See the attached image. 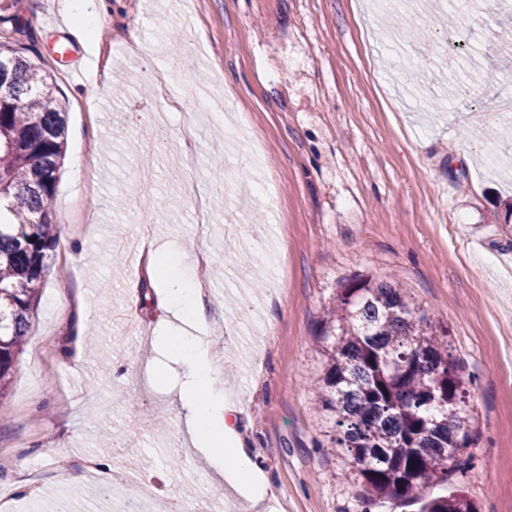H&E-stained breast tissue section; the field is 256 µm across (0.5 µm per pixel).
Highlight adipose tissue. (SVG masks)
Instances as JSON below:
<instances>
[{"label": "adipose tissue", "instance_id": "1", "mask_svg": "<svg viewBox=\"0 0 512 512\" xmlns=\"http://www.w3.org/2000/svg\"><path fill=\"white\" fill-rule=\"evenodd\" d=\"M150 259L155 269L162 272L166 316L189 327L187 333L167 339L186 377L180 392L184 424L195 442L206 448L210 467L246 498L260 502L261 489L255 479V468L240 449L234 427L228 422L232 409L224 398L223 371L209 357V340L194 333L195 328L208 320L194 277L184 272H164L158 251H151Z\"/></svg>", "mask_w": 512, "mask_h": 512}]
</instances>
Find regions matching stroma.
Listing matches in <instances>:
<instances>
[{
    "instance_id": "obj_1",
    "label": "stroma",
    "mask_w": 512,
    "mask_h": 512,
    "mask_svg": "<svg viewBox=\"0 0 512 512\" xmlns=\"http://www.w3.org/2000/svg\"><path fill=\"white\" fill-rule=\"evenodd\" d=\"M73 2L22 0L33 25L12 38L53 78L67 151L50 205L58 246L0 400V445L48 480L30 493L1 467L0 512L63 502L120 512L117 482L170 512L199 498L210 512H250L180 419L184 377L158 343L146 228L172 262L210 258L215 320L204 333L224 345L233 426L267 481L262 512L364 510L309 387L318 321L355 275L400 281L464 363L475 441L436 494L460 488L481 512H512V119L490 108L512 77L501 32L512 0H478L452 27L437 0L393 12L375 0H105L91 37ZM53 11L62 28L37 25ZM68 38L86 72L79 84L61 55ZM229 117L242 140H231ZM189 152L197 198L185 190ZM241 185L260 192L235 201ZM259 240L275 266H256ZM79 301L96 315L85 337L69 323ZM68 342L79 366L38 363L45 346ZM84 456L123 470L106 484L92 474L72 483Z\"/></svg>"
}]
</instances>
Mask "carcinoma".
<instances>
[{
    "label": "carcinoma",
    "instance_id": "carcinoma-1",
    "mask_svg": "<svg viewBox=\"0 0 512 512\" xmlns=\"http://www.w3.org/2000/svg\"><path fill=\"white\" fill-rule=\"evenodd\" d=\"M21 0H0V29L30 30ZM11 68L0 101V399L16 371L40 288L57 247L49 205L66 155V112L47 74L0 41ZM322 367L312 382L320 413L339 429L364 498L420 500L422 512H478L448 482L474 443L464 368L448 352V329L389 278L342 282L316 329Z\"/></svg>",
    "mask_w": 512,
    "mask_h": 512
}]
</instances>
